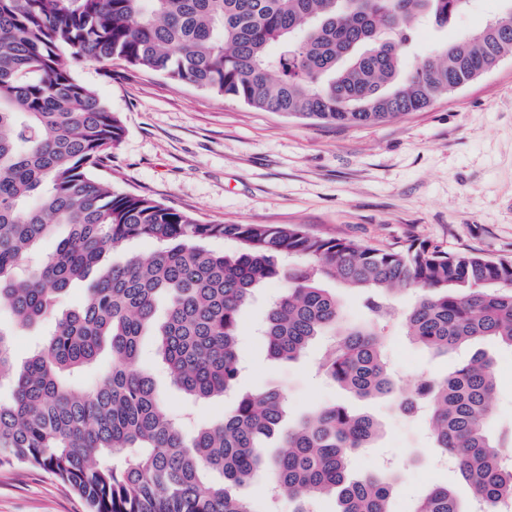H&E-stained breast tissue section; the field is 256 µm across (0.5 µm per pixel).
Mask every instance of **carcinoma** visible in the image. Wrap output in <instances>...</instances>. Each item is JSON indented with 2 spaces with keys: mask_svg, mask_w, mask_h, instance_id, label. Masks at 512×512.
Segmentation results:
<instances>
[{
  "mask_svg": "<svg viewBox=\"0 0 512 512\" xmlns=\"http://www.w3.org/2000/svg\"><path fill=\"white\" fill-rule=\"evenodd\" d=\"M469 0H0V312L20 328L55 319L16 369L0 328V467L42 469L90 512H253L239 494L260 469L294 512H391L393 469L357 476L351 460L379 422L331 404L288 426V400L269 388L237 394L240 317L269 281L288 286L266 311L269 358H301L329 336L320 369L352 396L423 405L431 447L453 461L468 500L435 485L414 512H496L512 502L500 454L512 429L486 427L497 380L474 351L412 390L393 379L384 329L390 297L409 291L407 335L437 354L490 339L512 349V262L423 244L377 248L298 224H203L99 174L124 128L78 82L67 50L112 72V61L336 126L382 122L427 108L512 57V8L482 29L410 55L427 15L443 27ZM54 248L38 255L41 241ZM235 243L229 252L208 242ZM136 240L156 249L129 252ZM356 289L349 324L326 282ZM82 304L58 312L76 283ZM166 314L156 318L158 300ZM156 337L171 383L194 400L233 396L222 419L186 440L152 378L135 369L140 338ZM112 369L94 386L65 377L104 347ZM282 436L270 455L263 438Z\"/></svg>",
  "mask_w": 512,
  "mask_h": 512,
  "instance_id": "carcinoma-1",
  "label": "carcinoma"
}]
</instances>
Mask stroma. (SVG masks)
<instances>
[{
  "instance_id": "35a3bbf8",
  "label": "stroma",
  "mask_w": 512,
  "mask_h": 512,
  "mask_svg": "<svg viewBox=\"0 0 512 512\" xmlns=\"http://www.w3.org/2000/svg\"><path fill=\"white\" fill-rule=\"evenodd\" d=\"M504 0H472L447 27L425 25L418 49L483 28ZM74 77L94 87L125 133L105 176L128 193L145 195L205 224H300L317 235L374 247L421 243L448 253L472 251L512 261V58L419 112L371 126L336 127L239 101L157 73L114 64L111 72L74 57ZM283 282L257 290L241 319L244 391L275 386L288 397L289 421L349 397L316 371L319 346L293 362H272L257 339L268 305ZM386 345L401 386L452 371L457 353L437 355L412 342L402 319L387 328ZM498 393L489 427H512V349L487 340ZM186 433L219 420L218 398L199 402L170 384L154 337L139 360ZM382 426L373 447L354 458L355 473L397 464L391 512H413L434 484L460 498L468 486L437 466L426 421L391 401L363 403ZM0 512H89L77 493L49 473L0 468Z\"/></svg>"
}]
</instances>
